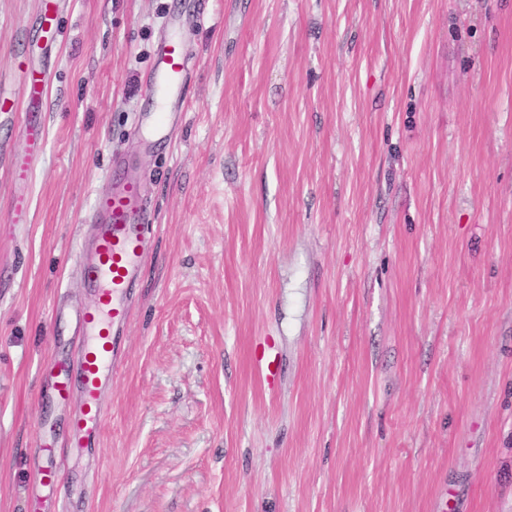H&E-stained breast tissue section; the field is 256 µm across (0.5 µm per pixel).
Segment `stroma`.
<instances>
[{
    "instance_id": "1",
    "label": "stroma",
    "mask_w": 512,
    "mask_h": 512,
    "mask_svg": "<svg viewBox=\"0 0 512 512\" xmlns=\"http://www.w3.org/2000/svg\"><path fill=\"white\" fill-rule=\"evenodd\" d=\"M39 9L0 0L18 100ZM178 13L190 89L148 148ZM42 64L28 183L27 110L0 126V512H24L39 372L92 302V206L129 175L158 229L66 512H512V0H67Z\"/></svg>"
}]
</instances>
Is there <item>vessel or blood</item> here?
I'll use <instances>...</instances> for the list:
<instances>
[{
  "label": "vessel or blood",
  "instance_id": "vessel-or-blood-1",
  "mask_svg": "<svg viewBox=\"0 0 512 512\" xmlns=\"http://www.w3.org/2000/svg\"><path fill=\"white\" fill-rule=\"evenodd\" d=\"M28 104L38 107L45 89L44 76L20 63ZM155 109L139 115L137 124L145 145L168 138L172 126L182 117L186 69L172 41H160L154 68L147 76ZM96 224L95 246L91 255L80 257L79 267L84 287L91 289L94 303L76 312L74 323L81 344L74 358L58 359L53 367L48 390L43 398L67 400L72 380H79L83 410L71 422L77 446L98 442L102 433L99 396L105 382L112 380L122 355L118 338L130 315L133 285L145 254L143 234L151 216L141 202L137 181L127 180L99 198L93 209ZM42 454L46 461L39 479L27 491L34 512H43L45 502L57 488L58 463L62 453L57 448L50 422H42Z\"/></svg>",
  "mask_w": 512,
  "mask_h": 512
}]
</instances>
